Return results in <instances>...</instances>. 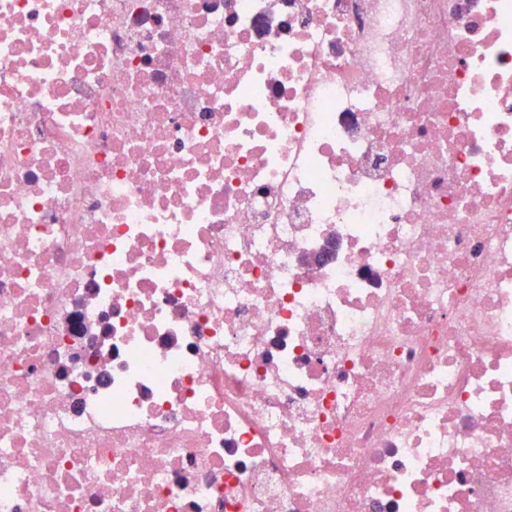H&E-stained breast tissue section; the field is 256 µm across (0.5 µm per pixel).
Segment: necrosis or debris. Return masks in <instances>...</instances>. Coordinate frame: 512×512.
I'll return each mask as SVG.
<instances>
[{
	"label": "necrosis or debris",
	"instance_id": "obj_1",
	"mask_svg": "<svg viewBox=\"0 0 512 512\" xmlns=\"http://www.w3.org/2000/svg\"><path fill=\"white\" fill-rule=\"evenodd\" d=\"M0 512H512V0H0Z\"/></svg>",
	"mask_w": 512,
	"mask_h": 512
}]
</instances>
